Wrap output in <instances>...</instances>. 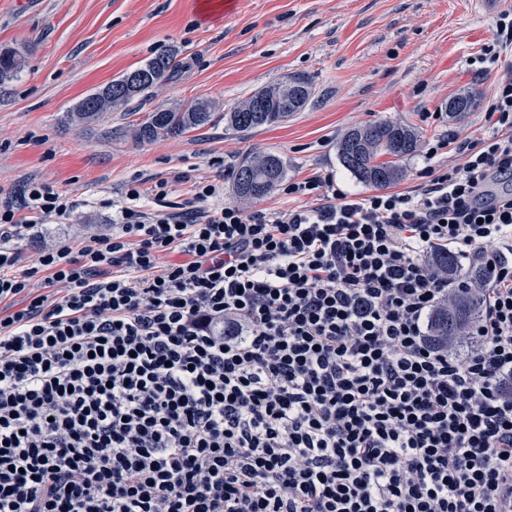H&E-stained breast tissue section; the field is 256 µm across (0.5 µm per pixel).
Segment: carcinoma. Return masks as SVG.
Segmentation results:
<instances>
[{"mask_svg": "<svg viewBox=\"0 0 512 512\" xmlns=\"http://www.w3.org/2000/svg\"><path fill=\"white\" fill-rule=\"evenodd\" d=\"M175 53L167 52L149 59L136 68L147 74L133 92L123 91L128 75L112 81L106 88L86 96L72 110L71 120L91 122L104 112L119 110L145 96L152 88L166 82L174 69ZM25 66V55L12 48L0 50V83L17 76ZM312 84L308 77L299 75L287 82L271 84L241 101L224 113L227 126L238 133H249L259 127L282 122L300 111L311 96ZM476 99L461 95L450 101L452 114L471 111ZM216 109L208 99L178 107L158 106L133 131L139 142L161 137L178 136L208 125ZM418 148V136L409 126L378 120L346 130L337 144L341 163L360 181L379 188L393 184L402 175L396 161L413 154ZM388 155L394 160L379 162L377 157ZM286 175V164L281 156L264 152L245 159L235 174V188L244 200L257 199L274 192ZM438 272L455 280L456 287L448 300L440 303L431 314L430 340L460 348L467 342V330L479 318L482 299L478 287L484 277L482 267H467L458 262L451 252H439L432 259Z\"/></svg>", "mask_w": 512, "mask_h": 512, "instance_id": "cac0c4a2", "label": "carcinoma"}]
</instances>
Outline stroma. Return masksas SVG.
I'll return each instance as SVG.
<instances>
[{
  "label": "stroma",
  "instance_id": "1",
  "mask_svg": "<svg viewBox=\"0 0 512 512\" xmlns=\"http://www.w3.org/2000/svg\"><path fill=\"white\" fill-rule=\"evenodd\" d=\"M491 22L475 0H236L224 12L204 10L201 0H0V48L26 57L18 76L0 83V187L36 177L78 203L63 223L36 225L18 246L30 261L46 243L106 232L134 179L145 202L165 179L178 203L191 199L197 180L223 184L224 202L248 211L300 206L278 191L239 200L235 173L257 152L279 154L288 178L329 174L338 189L372 194L342 165L336 144L349 127L376 120L416 130L421 147L400 160L391 186L412 191L426 165L454 164L457 142L488 127L496 79L512 66V54L482 58ZM170 50L173 79L142 105L70 121L84 97ZM296 75L313 82L301 111L247 134L225 128L230 108ZM465 93L475 109L449 114V100ZM198 99L217 102L211 124L134 140L155 107ZM437 141L442 149L426 161L423 145Z\"/></svg>",
  "mask_w": 512,
  "mask_h": 512
}]
</instances>
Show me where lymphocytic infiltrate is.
I'll return each instance as SVG.
<instances>
[{"label":"lymphocytic infiltrate","instance_id":"obj_1","mask_svg":"<svg viewBox=\"0 0 512 512\" xmlns=\"http://www.w3.org/2000/svg\"><path fill=\"white\" fill-rule=\"evenodd\" d=\"M492 129L408 193L193 185L112 230L16 248L77 207L0 189V512H512V70ZM485 270L470 347L428 340L431 255Z\"/></svg>","mask_w":512,"mask_h":512}]
</instances>
